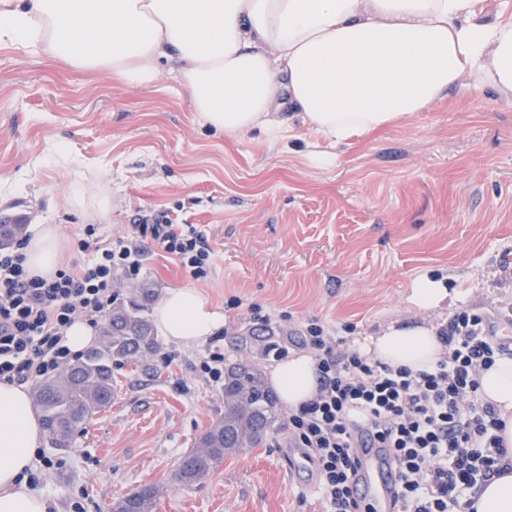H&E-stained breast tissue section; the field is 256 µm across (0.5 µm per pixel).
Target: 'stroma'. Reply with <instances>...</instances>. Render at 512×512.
<instances>
[{"label":"stroma","mask_w":512,"mask_h":512,"mask_svg":"<svg viewBox=\"0 0 512 512\" xmlns=\"http://www.w3.org/2000/svg\"><path fill=\"white\" fill-rule=\"evenodd\" d=\"M79 191L107 196L109 218L72 205ZM146 216L206 229L212 272L193 280L150 243L141 277L116 282L120 299L195 284L224 311L228 363L277 365L274 355L234 346L267 326L293 355L314 319L357 348L397 320L440 327L461 310L512 311V94L452 93L334 146L299 124L272 142L208 130L172 62L143 89L0 44V220L30 237L55 225L61 266L75 272L88 259L77 246L85 225L107 242ZM425 277L449 297L424 312L409 296ZM206 350L161 342L153 375L115 369L111 405L70 447L43 442L57 464L37 474L47 512H73L76 502L111 512L146 486L157 491L155 512H316V473L289 466L282 426L202 483L174 481L224 413L221 387L192 370Z\"/></svg>","instance_id":"35a3bbf8"}]
</instances>
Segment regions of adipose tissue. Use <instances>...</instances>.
<instances>
[{"label":"adipose tissue","mask_w":512,"mask_h":512,"mask_svg":"<svg viewBox=\"0 0 512 512\" xmlns=\"http://www.w3.org/2000/svg\"><path fill=\"white\" fill-rule=\"evenodd\" d=\"M488 0H0V42L45 54L80 73L105 70L148 88L172 58L202 122L227 136L283 138L285 113L331 143L397 125L447 96L489 86L512 93V17L487 20ZM33 273L61 262L54 227L26 251ZM154 320L171 342L195 347L224 326L198 288L169 289ZM366 352L427 370L445 348L434 326L390 324ZM269 382L298 409L317 389L310 355L279 363ZM512 448V358L480 377ZM44 432L27 387L0 383V512H47L28 485Z\"/></svg>","instance_id":"1"}]
</instances>
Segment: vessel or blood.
<instances>
[{
    "label": "vessel or blood",
    "instance_id": "1",
    "mask_svg": "<svg viewBox=\"0 0 512 512\" xmlns=\"http://www.w3.org/2000/svg\"><path fill=\"white\" fill-rule=\"evenodd\" d=\"M397 489L396 470L387 454L376 448L362 449L358 495L366 499L375 512H396Z\"/></svg>",
    "mask_w": 512,
    "mask_h": 512
}]
</instances>
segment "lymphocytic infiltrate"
<instances>
[{"label":"lymphocytic infiltrate","instance_id":"obj_1","mask_svg":"<svg viewBox=\"0 0 512 512\" xmlns=\"http://www.w3.org/2000/svg\"><path fill=\"white\" fill-rule=\"evenodd\" d=\"M175 256L193 278H207L214 251L196 224L137 225L103 243L94 225L78 240L89 255L79 273L30 272L27 239L0 247V381L26 384L56 377L75 354L64 343L74 319L98 321L111 308L116 274L139 278L144 243ZM445 356L426 371L394 367L346 348L345 337L311 322L304 339L320 372L315 396L288 416L287 445L315 465L321 512H373L353 494L358 436L387 448L397 471L398 512H472L481 486L512 468L498 432L496 407L483 400L480 375L512 355L488 316L455 313L439 331Z\"/></svg>","mask_w":512,"mask_h":512}]
</instances>
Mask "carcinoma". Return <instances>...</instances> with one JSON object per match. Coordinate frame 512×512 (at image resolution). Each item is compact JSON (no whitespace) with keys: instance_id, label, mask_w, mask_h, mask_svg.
Returning <instances> with one entry per match:
<instances>
[{"instance_id":"obj_1","label":"carcinoma","mask_w":512,"mask_h":512,"mask_svg":"<svg viewBox=\"0 0 512 512\" xmlns=\"http://www.w3.org/2000/svg\"><path fill=\"white\" fill-rule=\"evenodd\" d=\"M22 232L21 224H0V245L11 244ZM153 296V289L143 288L142 302L113 306L97 345L71 363L64 376L37 387L36 403L52 444L69 447L91 416L111 401L113 366H141L157 352L158 338L145 314ZM223 392L224 416L203 432L198 450L184 457L174 475L183 486L201 483L227 456L257 447L280 423L278 401L258 368L235 364L224 375ZM155 497L153 488L144 487L115 502L112 512H153Z\"/></svg>"}]
</instances>
